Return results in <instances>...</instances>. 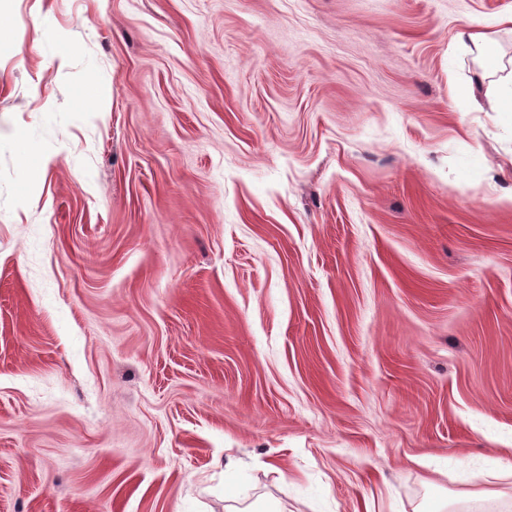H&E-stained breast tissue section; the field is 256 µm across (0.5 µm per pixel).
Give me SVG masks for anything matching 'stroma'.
I'll list each match as a JSON object with an SVG mask.
<instances>
[{"label":"stroma","instance_id":"stroma-1","mask_svg":"<svg viewBox=\"0 0 512 512\" xmlns=\"http://www.w3.org/2000/svg\"><path fill=\"white\" fill-rule=\"evenodd\" d=\"M511 15L0 0V512H512Z\"/></svg>","mask_w":512,"mask_h":512}]
</instances>
